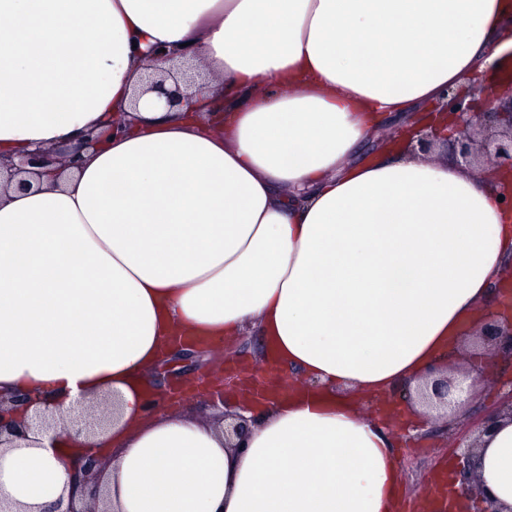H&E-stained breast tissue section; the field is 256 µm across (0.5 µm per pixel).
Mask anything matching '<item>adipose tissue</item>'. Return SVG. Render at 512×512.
<instances>
[{
  "instance_id": "obj_1",
  "label": "adipose tissue",
  "mask_w": 512,
  "mask_h": 512,
  "mask_svg": "<svg viewBox=\"0 0 512 512\" xmlns=\"http://www.w3.org/2000/svg\"><path fill=\"white\" fill-rule=\"evenodd\" d=\"M203 74L192 107L140 93L157 50ZM512 60V0H0V155L79 149L28 188L0 174V399L112 395L92 436L0 447V500L46 512L103 461L107 512H399L387 418L420 396L512 275V174L378 127ZM123 133L83 149L111 122ZM260 336L292 372L249 421L148 404L163 357ZM486 512H512V417L477 436Z\"/></svg>"
}]
</instances>
